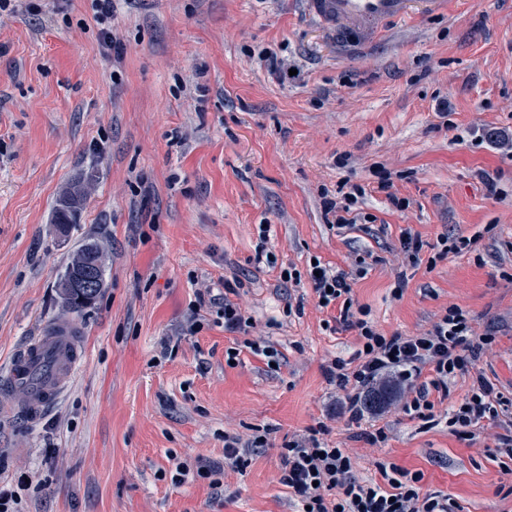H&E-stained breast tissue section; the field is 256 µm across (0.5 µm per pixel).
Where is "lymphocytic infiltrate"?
I'll return each instance as SVG.
<instances>
[{
    "instance_id": "obj_1",
    "label": "lymphocytic infiltrate",
    "mask_w": 512,
    "mask_h": 512,
    "mask_svg": "<svg viewBox=\"0 0 512 512\" xmlns=\"http://www.w3.org/2000/svg\"><path fill=\"white\" fill-rule=\"evenodd\" d=\"M366 190L351 185L341 198L324 197L326 214L333 226L372 223L371 214L358 210ZM285 282L300 283L308 279L318 299L319 307L336 304L340 307L339 321L346 328L357 330L362 348L357 353L355 370H347L337 360L326 370L329 381L339 387L356 382L364 387L396 384L403 412L424 415L434 404L430 391L449 395V385L459 372L474 366L493 338L476 335L472 317L462 307L453 306L432 327L416 336L385 335L367 319L369 311L355 306L351 297L349 273L329 265H310L307 274L282 269ZM432 367L435 376L429 385L418 384L417 378L425 367ZM503 398L495 385L484 375H477L469 394L448 412V425L468 429L482 421L495 420ZM281 482L295 497L302 512H454L450 498L431 493L421 495L420 473L396 470L387 476L385 484L363 483L353 475L354 462L344 449L328 445L318 437L317 430L293 438L282 446Z\"/></svg>"
}]
</instances>
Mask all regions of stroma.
Segmentation results:
<instances>
[{"instance_id": "stroma-1", "label": "stroma", "mask_w": 512, "mask_h": 512, "mask_svg": "<svg viewBox=\"0 0 512 512\" xmlns=\"http://www.w3.org/2000/svg\"><path fill=\"white\" fill-rule=\"evenodd\" d=\"M117 50L105 54L91 0H18L0 14V365L50 324L81 332V361L58 402L38 419L0 421V479L30 474L17 512H296L280 482L281 446L325 425L362 479L379 464L422 473V493L457 512H512V471L496 458L506 423L470 433L432 426L401 408L353 420L330 405L355 395L324 369L352 362L355 331L326 330L339 307L311 288L279 285L281 268L311 259L351 270L356 305L379 331L413 336L452 305L495 340L437 416L491 379L512 412V156L484 134L512 127V0H454L449 14L387 27L349 51L304 0H115ZM269 47L289 73L257 58ZM447 101L448 117L436 107ZM499 175L489 197L482 173ZM410 199L394 208L376 187ZM87 184L78 222L60 236L59 196ZM366 187L371 224L338 231L323 191ZM271 227L276 266L257 263L259 225ZM428 244L406 265L404 232ZM443 233L470 238L433 260ZM95 242L105 286L75 314L57 283L71 255ZM233 300L255 319L225 332L215 310L191 336L182 328L198 296ZM301 305L287 315L288 303ZM264 339L278 363L251 352ZM239 351L235 366L229 348ZM385 443L370 444V426ZM269 429L244 471L224 464V436ZM220 466L223 490L175 462Z\"/></svg>"}]
</instances>
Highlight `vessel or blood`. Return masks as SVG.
Returning <instances> with one entry per match:
<instances>
[{
  "instance_id": "vessel-or-blood-1",
  "label": "vessel or blood",
  "mask_w": 512,
  "mask_h": 512,
  "mask_svg": "<svg viewBox=\"0 0 512 512\" xmlns=\"http://www.w3.org/2000/svg\"><path fill=\"white\" fill-rule=\"evenodd\" d=\"M417 1L429 12L447 4V0H305L309 13L347 49L381 33L387 23L413 19ZM75 336L73 325H54L15 353L0 372V391L11 397L0 406V417L18 410L37 415L58 400L79 365Z\"/></svg>"
}]
</instances>
